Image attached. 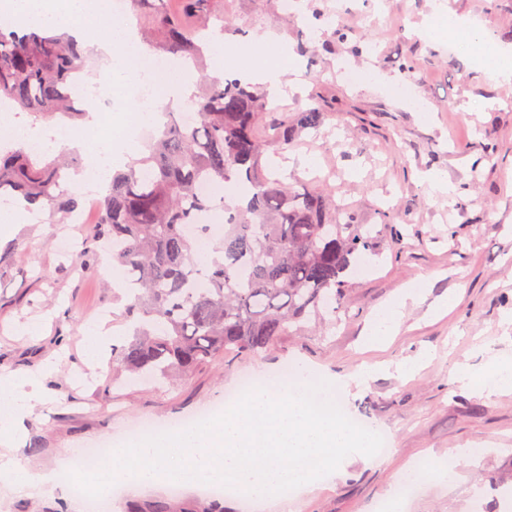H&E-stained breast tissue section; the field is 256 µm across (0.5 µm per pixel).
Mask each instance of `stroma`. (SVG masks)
I'll return each instance as SVG.
<instances>
[{"label": "stroma", "mask_w": 512, "mask_h": 512, "mask_svg": "<svg viewBox=\"0 0 512 512\" xmlns=\"http://www.w3.org/2000/svg\"><path fill=\"white\" fill-rule=\"evenodd\" d=\"M304 18L321 9L347 28L350 42H331L327 27L283 20L279 0H212L208 29L244 44L269 33L305 71L301 92L278 101L279 111L323 104L316 139H297L285 154L288 172L330 175L336 200L373 230L377 246L355 255L336 320L309 336H289L250 358H220L190 378L141 384L113 376L111 361H85L82 325L108 310L122 324L126 298L114 287L111 262L75 270L57 244L78 237V224L0 227V240L20 242L23 272L0 279V372L31 373L50 357L58 372L44 378L50 395L40 416L25 422L15 453L67 484L70 461L97 441H127L138 425L211 408L242 376L304 363L313 374L381 364L342 402L355 420L372 425L386 444L373 461L354 460L313 492L293 497L290 512H376L413 468L422 473L403 498L404 512H512L500 496L512 486V393L486 398L452 383L460 366L478 368L512 356V84L498 83L480 63L481 46L448 53L445 31L424 36L425 19L450 10L482 24L512 55V0H298ZM372 68L374 79L345 81L338 62ZM410 71H402L404 62ZM494 145L497 159L480 156ZM315 166H308V159ZM434 172L464 189V206L433 190ZM392 210L391 222L380 213ZM419 284L389 344L363 345L371 313ZM41 324L37 334L27 326ZM421 359L399 375L396 363ZM110 401H102L103 389ZM484 445L479 460L449 458L450 450ZM449 464L454 482L438 478ZM0 512H67L59 492L30 495L0 486Z\"/></svg>", "instance_id": "1"}]
</instances>
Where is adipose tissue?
Returning <instances> with one entry per match:
<instances>
[{
  "label": "adipose tissue",
  "instance_id": "adipose-tissue-1",
  "mask_svg": "<svg viewBox=\"0 0 512 512\" xmlns=\"http://www.w3.org/2000/svg\"><path fill=\"white\" fill-rule=\"evenodd\" d=\"M272 42L270 35L242 48H234L221 38H213L208 48L215 71L224 68L243 66L245 73L260 72L270 100L283 97L287 90H298L302 83L299 69H292L290 75L266 66L268 48ZM420 287L404 289L400 299L378 310L365 330L366 342L374 348L387 344L398 325L402 310L407 301L417 300ZM53 364H46L43 375L8 373L0 375V444L10 447L20 443L19 425L22 420L35 413L47 401L43 386L44 374L52 373ZM453 380L461 387L480 395L491 397L512 390V357L493 358L478 370L467 366L458 367ZM0 483L19 491L42 494L58 487L55 473L41 472L16 456L0 457Z\"/></svg>",
  "mask_w": 512,
  "mask_h": 512
}]
</instances>
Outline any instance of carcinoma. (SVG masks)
<instances>
[{
  "label": "carcinoma",
  "mask_w": 512,
  "mask_h": 512,
  "mask_svg": "<svg viewBox=\"0 0 512 512\" xmlns=\"http://www.w3.org/2000/svg\"><path fill=\"white\" fill-rule=\"evenodd\" d=\"M170 0H130L145 19L150 47L198 63L203 46ZM197 25L210 0H181ZM87 52L62 33H19L0 27V97L36 123L79 124L81 99L71 87ZM196 123L169 121L149 153L112 174L99 200V218L84 232L77 266L106 244L129 281L124 316L140 322L132 338L112 346V366L134 381L187 378L223 356L250 357L311 321L344 297L345 274L356 253L373 248L371 229L339 208L321 185L288 182L271 159L302 133L317 130L315 107L279 112L255 85L211 82L194 102ZM82 166L77 155L51 158L23 145L0 148V199L45 205L63 223L78 206L66 177ZM244 184L251 197L231 207L224 196L197 192ZM215 210L227 214L220 260H201L199 238L185 226ZM18 247H0V276L22 262Z\"/></svg>",
  "instance_id": "1"
}]
</instances>
